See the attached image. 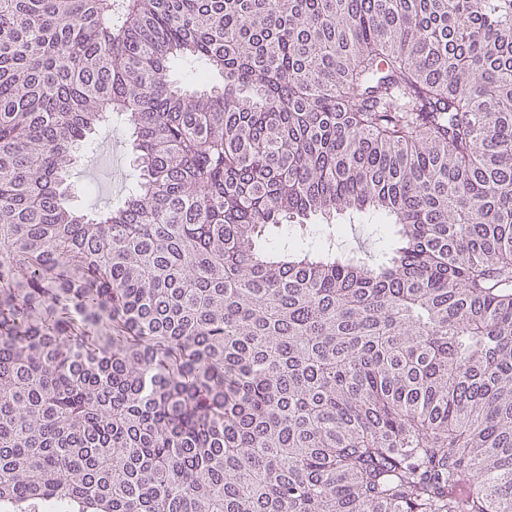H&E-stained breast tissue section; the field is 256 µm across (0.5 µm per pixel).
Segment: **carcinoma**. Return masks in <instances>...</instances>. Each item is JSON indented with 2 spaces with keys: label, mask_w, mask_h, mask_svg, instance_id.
<instances>
[{
  "label": "carcinoma",
  "mask_w": 512,
  "mask_h": 512,
  "mask_svg": "<svg viewBox=\"0 0 512 512\" xmlns=\"http://www.w3.org/2000/svg\"><path fill=\"white\" fill-rule=\"evenodd\" d=\"M0 512H512V0H0ZM133 159L130 131L112 115V125L102 128L77 159L71 179L72 204L85 210L120 205L133 178ZM377 220V217L369 215H336L329 221V224L330 222L336 224L334 232L336 249L342 248L358 254H369L382 248L391 239V226L378 224Z\"/></svg>",
  "instance_id": "cac0c4a2"
}]
</instances>
